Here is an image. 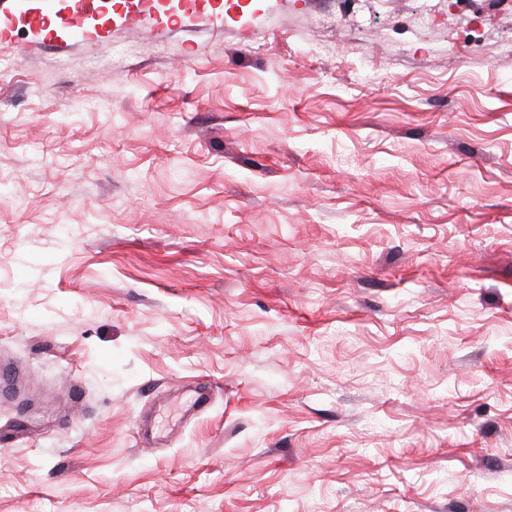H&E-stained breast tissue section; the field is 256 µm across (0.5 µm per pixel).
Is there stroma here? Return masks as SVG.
Segmentation results:
<instances>
[{"instance_id":"stroma-1","label":"stroma","mask_w":512,"mask_h":512,"mask_svg":"<svg viewBox=\"0 0 512 512\" xmlns=\"http://www.w3.org/2000/svg\"><path fill=\"white\" fill-rule=\"evenodd\" d=\"M0 0V512H512V0Z\"/></svg>"}]
</instances>
